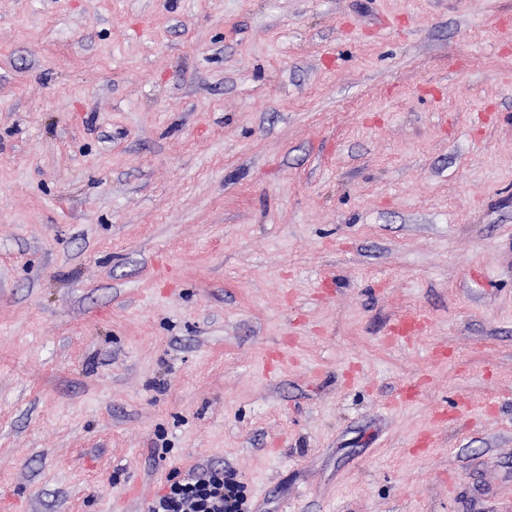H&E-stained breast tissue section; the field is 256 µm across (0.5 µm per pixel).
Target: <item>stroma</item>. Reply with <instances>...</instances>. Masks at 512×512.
I'll list each match as a JSON object with an SVG mask.
<instances>
[{
	"instance_id": "35a3bbf8",
	"label": "stroma",
	"mask_w": 512,
	"mask_h": 512,
	"mask_svg": "<svg viewBox=\"0 0 512 512\" xmlns=\"http://www.w3.org/2000/svg\"><path fill=\"white\" fill-rule=\"evenodd\" d=\"M201 464L512 512V0H0V512Z\"/></svg>"
}]
</instances>
